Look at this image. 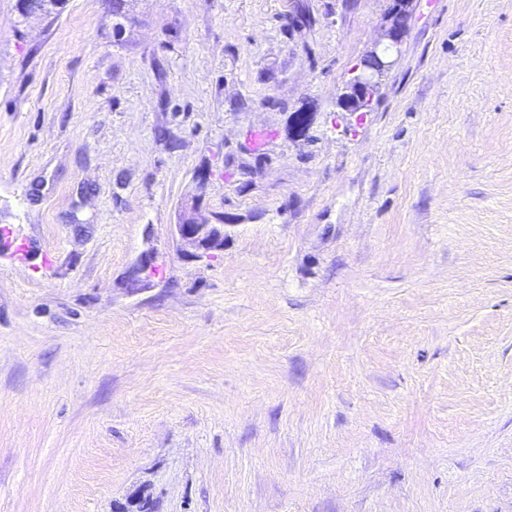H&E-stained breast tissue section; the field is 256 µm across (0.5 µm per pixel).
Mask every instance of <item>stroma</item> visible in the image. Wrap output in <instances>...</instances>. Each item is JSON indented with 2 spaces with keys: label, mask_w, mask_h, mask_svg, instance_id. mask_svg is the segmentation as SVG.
<instances>
[{
  "label": "stroma",
  "mask_w": 512,
  "mask_h": 512,
  "mask_svg": "<svg viewBox=\"0 0 512 512\" xmlns=\"http://www.w3.org/2000/svg\"><path fill=\"white\" fill-rule=\"evenodd\" d=\"M393 5L0 0V512H512V0L358 119ZM386 36L390 43L382 49L376 46L368 53L371 63L362 61L360 73L354 77L349 92L344 94L341 106L345 112L369 110L378 94L382 78L395 64L391 53L394 45L397 46L401 42L402 28L393 24ZM202 195H196L182 205L178 224H174V235L180 252L197 260L210 259L224 250L225 228L223 219L211 223L199 217ZM156 256L152 249L141 252L137 261L128 272V280L133 288H146L149 284L151 271L155 266Z\"/></svg>",
  "instance_id": "obj_1"
}]
</instances>
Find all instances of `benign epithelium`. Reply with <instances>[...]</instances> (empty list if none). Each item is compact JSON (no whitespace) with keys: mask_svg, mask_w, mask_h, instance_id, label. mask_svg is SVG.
Wrapping results in <instances>:
<instances>
[{"mask_svg":"<svg viewBox=\"0 0 512 512\" xmlns=\"http://www.w3.org/2000/svg\"><path fill=\"white\" fill-rule=\"evenodd\" d=\"M389 44L384 48L370 51L371 63H362L361 71L344 94L341 106L346 112H361L371 107L378 94L382 78L395 64L391 53L395 45L401 42L402 28L396 24L389 28ZM203 194H198L182 205L179 222L173 225L174 235L179 242L180 252L197 260L210 259L224 251V220L216 223L199 217ZM156 256L152 249L141 252L137 261L128 272V280L133 288H145L149 284Z\"/></svg>","mask_w":512,"mask_h":512,"instance_id":"1","label":"benign epithelium"}]
</instances>
